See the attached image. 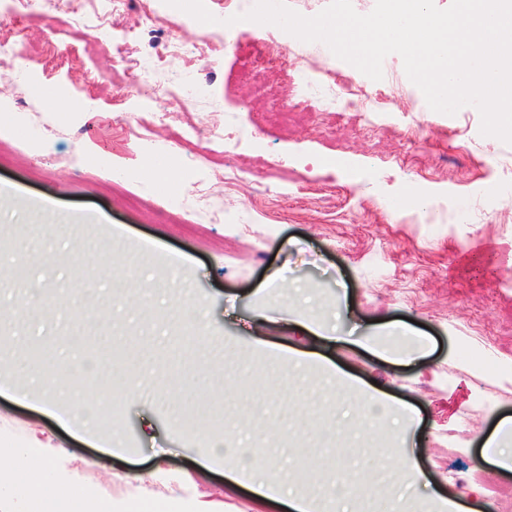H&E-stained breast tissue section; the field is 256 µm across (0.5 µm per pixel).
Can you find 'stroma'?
I'll list each match as a JSON object with an SVG mask.
<instances>
[{
	"mask_svg": "<svg viewBox=\"0 0 512 512\" xmlns=\"http://www.w3.org/2000/svg\"><path fill=\"white\" fill-rule=\"evenodd\" d=\"M0 30L44 49L28 84L0 82V101L24 115L0 127V187L13 191L0 197V377L12 381L0 394V512H27L11 478L16 450L30 448L53 482L112 512L141 498L175 512H290L212 461L204 441L218 431L260 459L272 484L326 512H368L365 494L340 491L341 477L364 475L406 512H439L446 500L500 512L469 475L487 470L481 441L512 415V345H498L512 341V190L485 194L512 183V145L481 134L477 108L427 112L416 125L425 103L391 54L379 109L392 124L365 129L355 111L296 92L294 71L319 61L322 43L292 41V73L271 65L256 76L258 34L239 22L216 62L181 58L165 73L193 71L217 97L185 114L192 141L169 125L148 133L181 179L172 195L142 166L124 119L140 102L114 61L199 41L209 25L167 12L147 32L135 6L99 50L83 27L48 16L2 13ZM64 84L88 92L65 95L63 114L31 92ZM243 102L260 134L235 161L263 174L260 186L226 185L224 147L212 139ZM194 156L202 162L183 178L181 161ZM200 182L211 188L207 214L176 222ZM427 191L444 192L470 222L428 220L415 205ZM47 224L68 233L46 234ZM75 277L82 287L70 288ZM141 280L152 291H138ZM185 296L197 304L188 323L174 303ZM34 360L57 405L95 399L104 411L118 405L115 418L90 435L25 398ZM359 388L412 407L411 439L398 414L366 419ZM175 414L190 426L174 431ZM325 443L339 456L297 480L304 451Z\"/></svg>",
	"mask_w": 512,
	"mask_h": 512,
	"instance_id": "stroma-1",
	"label": "stroma"
}]
</instances>
